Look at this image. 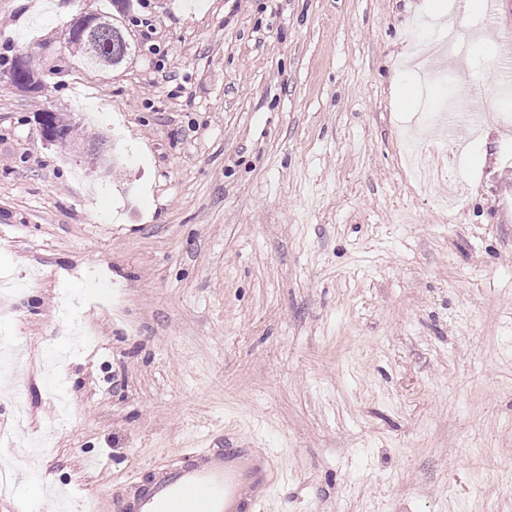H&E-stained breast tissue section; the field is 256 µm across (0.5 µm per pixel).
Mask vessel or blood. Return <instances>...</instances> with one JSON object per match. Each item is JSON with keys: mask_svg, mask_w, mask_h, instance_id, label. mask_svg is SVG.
Listing matches in <instances>:
<instances>
[{"mask_svg": "<svg viewBox=\"0 0 512 512\" xmlns=\"http://www.w3.org/2000/svg\"><path fill=\"white\" fill-rule=\"evenodd\" d=\"M273 460L246 443L185 452L132 484L116 512H257L271 486Z\"/></svg>", "mask_w": 512, "mask_h": 512, "instance_id": "vessel-or-blood-1", "label": "vessel or blood"}]
</instances>
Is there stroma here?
<instances>
[{
  "label": "stroma",
  "mask_w": 512,
  "mask_h": 512,
  "mask_svg": "<svg viewBox=\"0 0 512 512\" xmlns=\"http://www.w3.org/2000/svg\"><path fill=\"white\" fill-rule=\"evenodd\" d=\"M131 50L96 68L80 15ZM460 0H0V466L71 512L238 436L260 512H512V117ZM454 25L467 80L420 88ZM35 54L41 86L7 74ZM409 87L398 105L393 92ZM481 97L455 209L410 176L424 108ZM85 119L76 149L37 116ZM70 356L49 370V335Z\"/></svg>",
  "instance_id": "1"
}]
</instances>
